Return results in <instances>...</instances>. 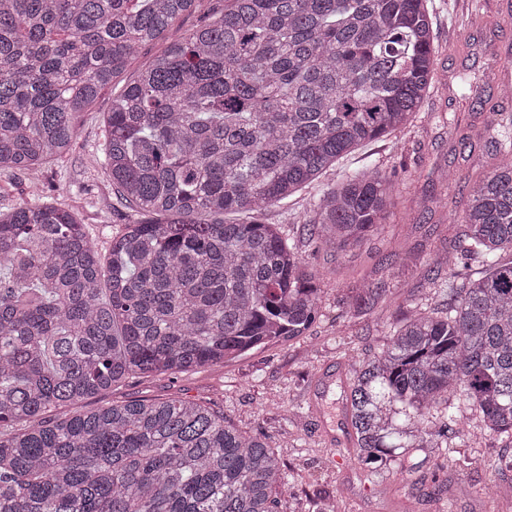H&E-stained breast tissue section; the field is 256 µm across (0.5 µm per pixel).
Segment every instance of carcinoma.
Here are the masks:
<instances>
[{
    "instance_id": "carcinoma-1",
    "label": "carcinoma",
    "mask_w": 512,
    "mask_h": 512,
    "mask_svg": "<svg viewBox=\"0 0 512 512\" xmlns=\"http://www.w3.org/2000/svg\"><path fill=\"white\" fill-rule=\"evenodd\" d=\"M198 0H0V169L63 158L79 116ZM112 97L100 148L135 215L103 255L73 212L0 210V512H278L279 458L204 403L135 400L60 419L129 377L300 336L320 288L296 240L254 214L360 146L409 129L435 71L430 0H228ZM466 181L460 264L341 387L358 465L413 449L512 450V115ZM406 183L375 164L309 200L343 249ZM241 217L228 221L225 215Z\"/></svg>"
}]
</instances>
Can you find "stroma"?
Segmentation results:
<instances>
[{
    "instance_id": "1",
    "label": "stroma",
    "mask_w": 512,
    "mask_h": 512,
    "mask_svg": "<svg viewBox=\"0 0 512 512\" xmlns=\"http://www.w3.org/2000/svg\"><path fill=\"white\" fill-rule=\"evenodd\" d=\"M432 7L437 82L414 127L360 147L301 196L255 216L300 239L303 258L320 277V319L302 336L266 343L218 365L129 378L88 400L87 408L142 399L207 403L236 429L263 435L275 451L288 483L280 512H315L326 500L336 512H512V473L498 472L501 448L492 438L468 449L473 463L465 469L443 455L406 472H372L356 465L352 447L330 445L313 407L319 401L328 411L343 414L340 380L382 343L415 298L431 292L432 252L446 249L449 264L457 263L464 227L449 223L448 213L466 207L461 179L493 163L489 112L512 113V97L500 94L502 84L512 82V0H432ZM223 12L224 0H200L194 12L171 23L164 39L143 46L112 88L80 117L76 143L66 157L51 163V178L1 170L0 208L38 197L49 200L76 212L100 251H107L109 233L122 231L132 219L95 161L112 95L131 83L141 62L159 55L167 42ZM463 74L470 81L464 90L459 87ZM373 162L394 178L410 175L404 195L413 222L386 225L361 246L339 252L306 242L298 223L306 198L341 182L347 169ZM449 170L458 183H447ZM366 281L388 285L389 291L358 314L349 298Z\"/></svg>"
}]
</instances>
